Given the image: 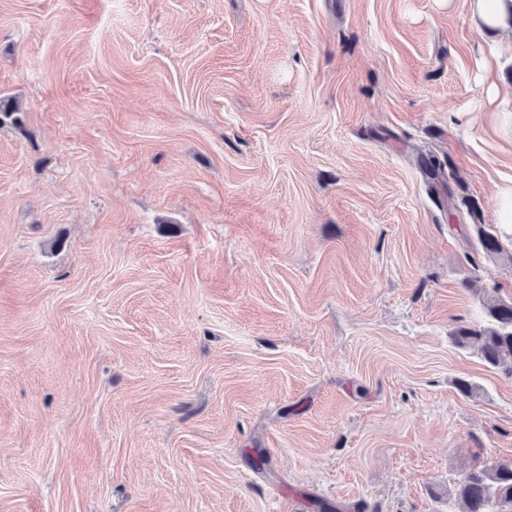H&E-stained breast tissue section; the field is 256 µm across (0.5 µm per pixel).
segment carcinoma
Masks as SVG:
<instances>
[{
  "label": "carcinoma",
  "instance_id": "cac0c4a2",
  "mask_svg": "<svg viewBox=\"0 0 512 512\" xmlns=\"http://www.w3.org/2000/svg\"><path fill=\"white\" fill-rule=\"evenodd\" d=\"M479 243L488 256L502 252L492 233L480 232ZM482 306L489 325L479 329L460 327L450 339L461 349H475L486 365L512 377V299L489 297ZM448 496L464 502L466 512H493L496 505L512 507V459L491 465L475 460Z\"/></svg>",
  "mask_w": 512,
  "mask_h": 512
}]
</instances>
